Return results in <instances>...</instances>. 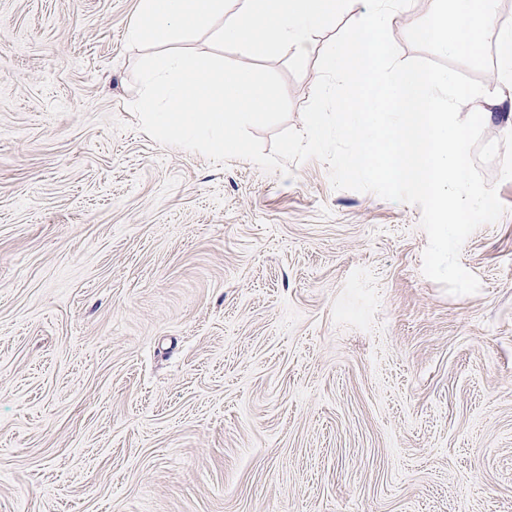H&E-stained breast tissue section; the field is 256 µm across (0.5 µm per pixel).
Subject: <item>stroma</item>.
<instances>
[{"label":"stroma","mask_w":512,"mask_h":512,"mask_svg":"<svg viewBox=\"0 0 512 512\" xmlns=\"http://www.w3.org/2000/svg\"><path fill=\"white\" fill-rule=\"evenodd\" d=\"M137 2L0 0V512H512L500 161L448 294L419 206L143 133Z\"/></svg>","instance_id":"35a3bbf8"}]
</instances>
